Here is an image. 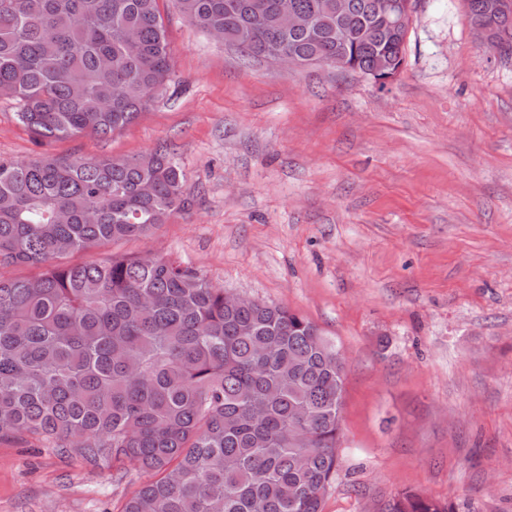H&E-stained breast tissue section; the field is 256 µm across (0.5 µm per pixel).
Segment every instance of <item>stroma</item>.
<instances>
[{
	"label": "stroma",
	"mask_w": 512,
	"mask_h": 512,
	"mask_svg": "<svg viewBox=\"0 0 512 512\" xmlns=\"http://www.w3.org/2000/svg\"><path fill=\"white\" fill-rule=\"evenodd\" d=\"M166 92L125 130L36 143L0 101V158L136 157L173 147L186 208L86 252L166 257L287 307L345 365L322 512L402 491L512 512V56L463 0H415L386 87L325 64L247 60L160 0ZM144 480L0 440V512H123Z\"/></svg>",
	"instance_id": "stroma-1"
}]
</instances>
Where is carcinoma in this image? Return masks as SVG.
<instances>
[{
	"label": "carcinoma",
	"mask_w": 512,
	"mask_h": 512,
	"mask_svg": "<svg viewBox=\"0 0 512 512\" xmlns=\"http://www.w3.org/2000/svg\"><path fill=\"white\" fill-rule=\"evenodd\" d=\"M252 58L292 52L347 70L403 68L407 31L387 0H175ZM318 29H288V10ZM490 46L512 54V8ZM365 26L377 31L359 40ZM159 0H0V100L38 142L108 138L173 72ZM187 203L164 146L136 158L0 161V438L48 443L151 474L124 512H322L336 473L344 367L304 316L229 306L224 289L169 258L82 254L147 235ZM310 415L308 423L299 414ZM378 512H458L405 491Z\"/></svg>",
	"instance_id": "carcinoma-1"
}]
</instances>
